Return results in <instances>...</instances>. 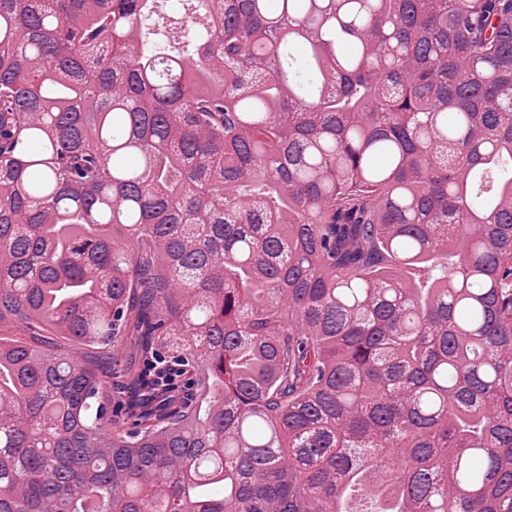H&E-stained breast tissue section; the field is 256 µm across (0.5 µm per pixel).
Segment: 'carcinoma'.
I'll return each instance as SVG.
<instances>
[{"mask_svg": "<svg viewBox=\"0 0 512 512\" xmlns=\"http://www.w3.org/2000/svg\"><path fill=\"white\" fill-rule=\"evenodd\" d=\"M5 320L141 367L0 338V512H512V0H0Z\"/></svg>", "mask_w": 512, "mask_h": 512, "instance_id": "1", "label": "carcinoma"}]
</instances>
